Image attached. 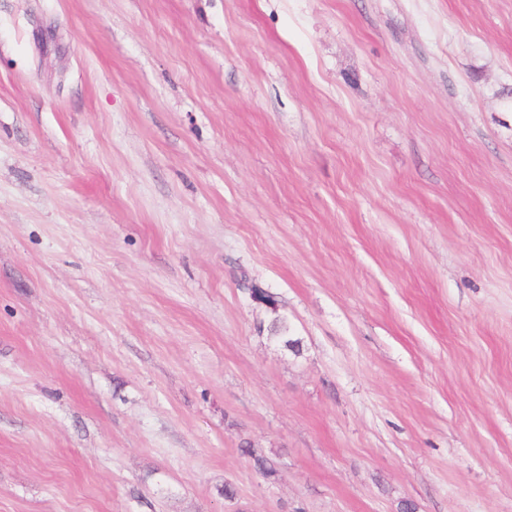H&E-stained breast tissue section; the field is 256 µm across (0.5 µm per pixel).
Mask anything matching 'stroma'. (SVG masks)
I'll return each mask as SVG.
<instances>
[{"label": "stroma", "instance_id": "1", "mask_svg": "<svg viewBox=\"0 0 512 512\" xmlns=\"http://www.w3.org/2000/svg\"><path fill=\"white\" fill-rule=\"evenodd\" d=\"M510 95L512 0H0V512H512Z\"/></svg>", "mask_w": 512, "mask_h": 512}]
</instances>
